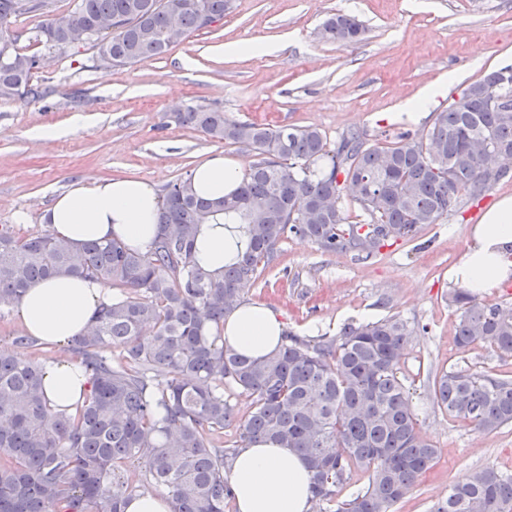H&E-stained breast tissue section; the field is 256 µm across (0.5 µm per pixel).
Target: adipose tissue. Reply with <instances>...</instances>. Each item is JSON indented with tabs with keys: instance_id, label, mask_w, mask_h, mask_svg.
<instances>
[{
	"instance_id": "obj_1",
	"label": "adipose tissue",
	"mask_w": 512,
	"mask_h": 512,
	"mask_svg": "<svg viewBox=\"0 0 512 512\" xmlns=\"http://www.w3.org/2000/svg\"><path fill=\"white\" fill-rule=\"evenodd\" d=\"M239 161L214 154L192 171L198 195L218 199L240 185ZM162 199L153 184L133 178L76 181L43 213L41 220L56 237L78 244L86 240L119 239L138 251H148L159 232ZM465 259L449 272L457 286L478 294L512 282V196L500 199L480 224L468 231ZM230 233L223 226L203 228L195 256L208 270L223 267L230 254ZM107 289L65 276L33 283L17 304L23 331L46 344H60L88 333L101 304L111 302ZM285 326L277 312L243 302L224 319V343L260 358L274 352ZM45 395L56 411H72L87 391L89 380L79 363H49L43 368ZM232 490L237 512H311L310 474L294 449L259 441L241 451L232 464Z\"/></svg>"
}]
</instances>
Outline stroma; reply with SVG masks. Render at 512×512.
<instances>
[{
    "label": "stroma",
    "instance_id": "obj_1",
    "mask_svg": "<svg viewBox=\"0 0 512 512\" xmlns=\"http://www.w3.org/2000/svg\"><path fill=\"white\" fill-rule=\"evenodd\" d=\"M336 13L365 24L362 43L319 39V26ZM37 23L25 14L11 27L22 34V52L40 55L33 82L48 94L0 102V225L25 212L26 233L44 231L42 211L78 178L129 177L162 190L219 152L252 165L248 149L176 123L175 113L187 107L272 127L314 126L331 142L351 129L392 141L429 128L470 83L512 65V0H233L222 21L130 68L101 63L88 45L47 49L35 40ZM242 41L266 50L236 52ZM435 86L441 93L419 122L401 118L407 100ZM46 127L57 137L41 139ZM504 196H512V177L479 204L366 259L289 237L243 295L280 312L287 332L301 337L335 336L345 325L396 314L408 322L412 334L398 375L438 457L393 512H429L476 469L512 474V424L480 432L432 400L434 378L446 370L512 379V354L480 343L456 346L458 311L448 279L466 257V227Z\"/></svg>",
    "mask_w": 512,
    "mask_h": 512
}]
</instances>
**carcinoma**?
Segmentation results:
<instances>
[{"label":"carcinoma","instance_id":"1","mask_svg":"<svg viewBox=\"0 0 512 512\" xmlns=\"http://www.w3.org/2000/svg\"><path fill=\"white\" fill-rule=\"evenodd\" d=\"M231 0H79L60 11L51 0H0V100L36 99L40 57L20 51L10 18L41 15L36 38L58 50L84 32L98 58L132 67L224 19ZM366 27L354 16L327 18L318 35L353 46ZM178 124L256 157L239 189L207 199L191 176L165 188L159 233L146 253L119 240L74 247L49 232L0 226V305L19 301L38 280L67 274L120 297L98 312L70 350L90 380L71 415L52 412L42 367L0 350V512H123L148 485L173 512H224L233 498L229 460L268 439L304 457L319 512H391L430 469L438 451L418 431L409 391L397 376L411 335L398 315L337 336L288 333L274 353L252 359L218 343L224 317L251 288L288 236L324 252L370 257L388 241L411 238L466 203L482 201L512 175V65L467 86L427 131L392 143L349 131L335 145L311 126L266 127L190 107ZM364 219L348 221L343 199ZM236 224L246 247L219 272L195 259L204 224ZM455 342L512 353V307L489 306L454 290ZM119 350L117 363L108 351ZM231 385L251 400L239 440L217 447L234 420ZM433 402L448 416L493 432L512 423V379L469 370L435 378ZM368 485L336 502L352 472ZM430 512H512V474L487 467L468 474Z\"/></svg>","mask_w":512,"mask_h":512}]
</instances>
